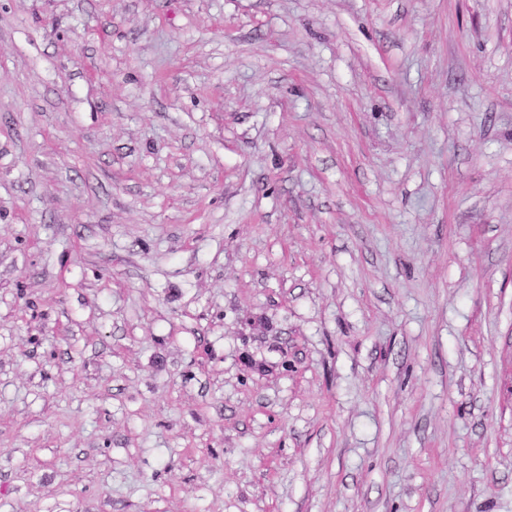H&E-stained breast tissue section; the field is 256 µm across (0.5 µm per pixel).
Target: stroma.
I'll return each mask as SVG.
<instances>
[{
    "instance_id": "stroma-1",
    "label": "stroma",
    "mask_w": 512,
    "mask_h": 512,
    "mask_svg": "<svg viewBox=\"0 0 512 512\" xmlns=\"http://www.w3.org/2000/svg\"><path fill=\"white\" fill-rule=\"evenodd\" d=\"M0 512H512V0H0Z\"/></svg>"
}]
</instances>
